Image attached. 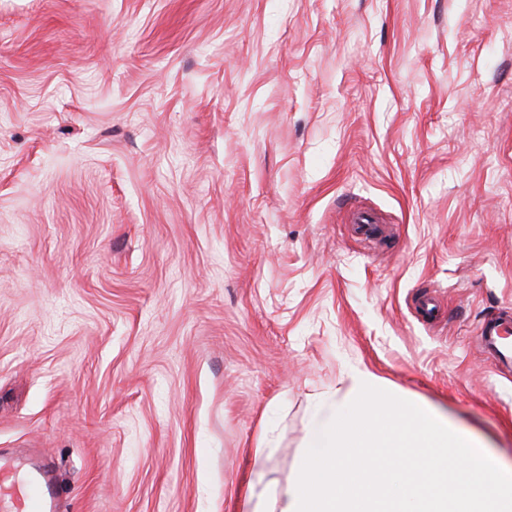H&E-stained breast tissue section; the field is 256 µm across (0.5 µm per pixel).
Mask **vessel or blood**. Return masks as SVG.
Masks as SVG:
<instances>
[{
	"label": "vessel or blood",
	"mask_w": 512,
	"mask_h": 512,
	"mask_svg": "<svg viewBox=\"0 0 512 512\" xmlns=\"http://www.w3.org/2000/svg\"><path fill=\"white\" fill-rule=\"evenodd\" d=\"M482 347L501 363L512 362V318L484 321L479 329ZM22 458L0 459V512H58L56 491L48 472L20 475Z\"/></svg>",
	"instance_id": "1"
}]
</instances>
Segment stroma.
Listing matches in <instances>:
<instances>
[{"label": "stroma", "mask_w": 512, "mask_h": 512, "mask_svg": "<svg viewBox=\"0 0 512 512\" xmlns=\"http://www.w3.org/2000/svg\"><path fill=\"white\" fill-rule=\"evenodd\" d=\"M505 308L512 0H0V451L62 512L273 501L355 368L511 466ZM482 347L503 364L512 362V318L500 316L484 321L479 329Z\"/></svg>", "instance_id": "stroma-1"}]
</instances>
